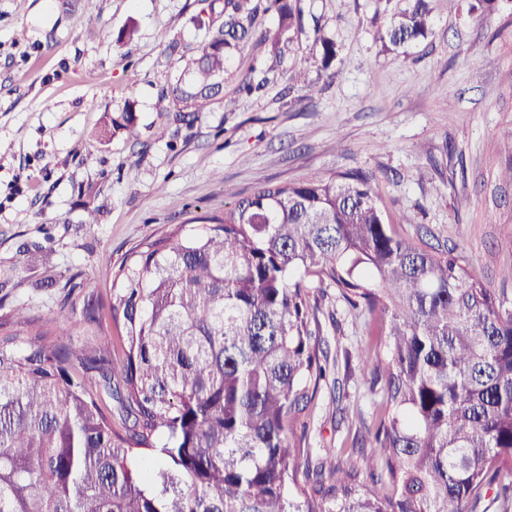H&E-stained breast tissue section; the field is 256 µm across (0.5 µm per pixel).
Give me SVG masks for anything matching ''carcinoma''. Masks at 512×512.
I'll use <instances>...</instances> for the list:
<instances>
[{"label":"carcinoma","mask_w":512,"mask_h":512,"mask_svg":"<svg viewBox=\"0 0 512 512\" xmlns=\"http://www.w3.org/2000/svg\"><path fill=\"white\" fill-rule=\"evenodd\" d=\"M209 37L157 93L160 135L207 110L232 55L265 56L237 78L259 94L288 77L301 37L335 76L336 43L307 31L300 0H200ZM394 50L428 38L427 0H399ZM135 27L93 25L126 49ZM137 103L102 135L136 124ZM508 160L498 179L512 184ZM361 168L260 182L207 217L131 249L103 300L92 282L82 318L62 305L59 332L17 314L0 324V512H477L497 487L512 508V300L458 245L436 246L409 214L394 224ZM414 224V232L403 231ZM329 284L364 314L358 368L371 376V421L349 448L314 460L306 418L325 379L310 285ZM303 473L305 484L297 475Z\"/></svg>","instance_id":"obj_1"}]
</instances>
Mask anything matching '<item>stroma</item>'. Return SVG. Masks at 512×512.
I'll list each match as a JSON object with an SVG mask.
<instances>
[{"instance_id":"obj_1","label":"stroma","mask_w":512,"mask_h":512,"mask_svg":"<svg viewBox=\"0 0 512 512\" xmlns=\"http://www.w3.org/2000/svg\"><path fill=\"white\" fill-rule=\"evenodd\" d=\"M459 0H429L433 33L405 53L389 50L393 0H301L305 23L335 41L333 79L301 38L291 60L317 84L307 107L283 84L240 97L158 138L157 92L176 73L165 49L206 38L197 0H96L102 26L134 24L130 58L111 40L88 39L83 0H0V321L15 311L40 323L78 284H112L125 254L185 215L222 211L258 180L287 181L352 167L372 171L391 218L416 214L440 241L459 245L484 279L512 298V186L492 193L512 124V0L487 14ZM137 103L132 131L104 141L100 122ZM98 221L85 223L89 210ZM328 369L307 426L312 455L351 441L373 411L357 368L364 317L336 288H314ZM343 381L334 403L333 379Z\"/></svg>"}]
</instances>
